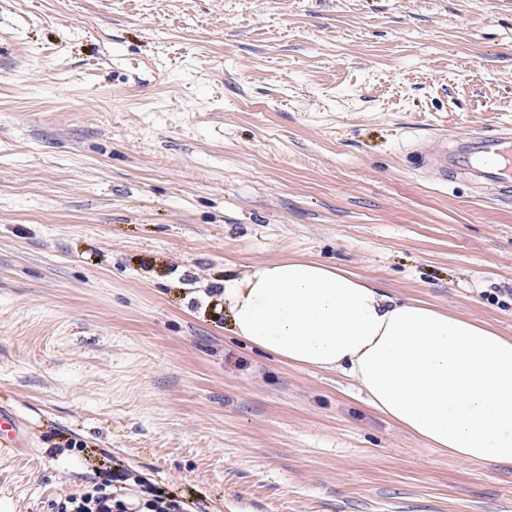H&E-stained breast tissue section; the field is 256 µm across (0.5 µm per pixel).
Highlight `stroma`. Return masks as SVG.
I'll list each match as a JSON object with an SVG mask.
<instances>
[{"instance_id": "obj_1", "label": "stroma", "mask_w": 512, "mask_h": 512, "mask_svg": "<svg viewBox=\"0 0 512 512\" xmlns=\"http://www.w3.org/2000/svg\"><path fill=\"white\" fill-rule=\"evenodd\" d=\"M512 125V0H0V512L104 457L192 512H512L334 371L234 336L225 279L348 269L512 335V201L419 146ZM30 448L28 425L12 408L0 403V454L25 455Z\"/></svg>"}]
</instances>
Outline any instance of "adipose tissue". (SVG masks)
Returning <instances> with one entry per match:
<instances>
[{
    "label": "adipose tissue",
    "mask_w": 512,
    "mask_h": 512,
    "mask_svg": "<svg viewBox=\"0 0 512 512\" xmlns=\"http://www.w3.org/2000/svg\"><path fill=\"white\" fill-rule=\"evenodd\" d=\"M224 303L236 335L256 349L341 373L430 447L512 466V336L303 258L228 280Z\"/></svg>",
    "instance_id": "1"
}]
</instances>
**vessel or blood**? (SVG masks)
<instances>
[{
    "label": "vessel or blood",
    "instance_id": "1",
    "mask_svg": "<svg viewBox=\"0 0 512 512\" xmlns=\"http://www.w3.org/2000/svg\"><path fill=\"white\" fill-rule=\"evenodd\" d=\"M425 169L440 180L459 173L477 187L498 193L512 192V127L495 132L458 136L450 143L426 151ZM31 447L29 428L17 413L0 403V454L24 455Z\"/></svg>",
    "mask_w": 512,
    "mask_h": 512
}]
</instances>
